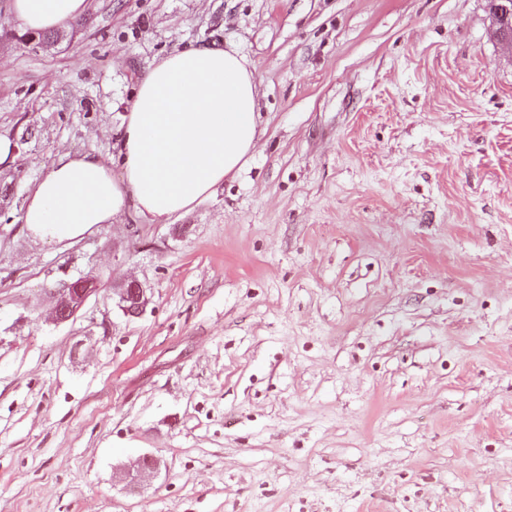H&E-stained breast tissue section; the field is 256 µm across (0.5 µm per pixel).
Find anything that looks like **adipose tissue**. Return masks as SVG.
<instances>
[{
	"mask_svg": "<svg viewBox=\"0 0 512 512\" xmlns=\"http://www.w3.org/2000/svg\"><path fill=\"white\" fill-rule=\"evenodd\" d=\"M23 28L54 31L81 19L89 0H8ZM259 93L248 59L217 43H191L138 82L118 160L65 156L36 182L21 220L67 247L135 207L167 224L248 164L261 136ZM121 176H113V166Z\"/></svg>",
	"mask_w": 512,
	"mask_h": 512,
	"instance_id": "1",
	"label": "adipose tissue"
}]
</instances>
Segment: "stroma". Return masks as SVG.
I'll return each mask as SVG.
<instances>
[{
  "instance_id": "obj_1",
  "label": "stroma",
  "mask_w": 512,
  "mask_h": 512,
  "mask_svg": "<svg viewBox=\"0 0 512 512\" xmlns=\"http://www.w3.org/2000/svg\"><path fill=\"white\" fill-rule=\"evenodd\" d=\"M490 28L486 0H90L30 44L0 10V512H512V49ZM213 40L259 84L239 175L168 224L33 237L53 163L116 154L153 63ZM80 276L97 293L54 323ZM119 308L127 315H139L146 307L148 298L144 288L136 280H130L116 291Z\"/></svg>"
}]
</instances>
